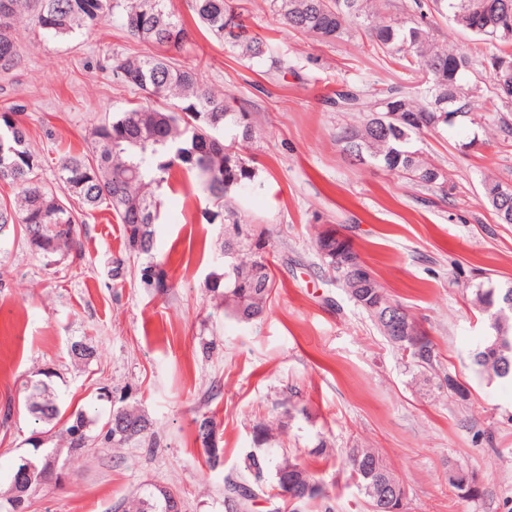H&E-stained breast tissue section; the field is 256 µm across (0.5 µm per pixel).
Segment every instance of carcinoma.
Instances as JSON below:
<instances>
[{"label": "carcinoma", "mask_w": 512, "mask_h": 512, "mask_svg": "<svg viewBox=\"0 0 512 512\" xmlns=\"http://www.w3.org/2000/svg\"><path fill=\"white\" fill-rule=\"evenodd\" d=\"M0 0V74L6 75L21 63L20 50L13 34L14 21L28 15L45 36L67 39L88 32L115 16L132 38L148 43L158 53L144 57H115L112 75L116 81L145 95L148 104H137L90 131L94 159L69 154L59 164L60 191L49 188L38 177L42 159L29 148L28 130L18 118L19 109L0 114V182L16 188L12 199L0 202V241L16 227L24 231L30 250L53 262L58 255L82 257L81 228L63 196L78 199L95 208L105 203L122 224L128 247L145 257L141 282L150 288H164V271L154 262L155 225L161 217V191L168 184L176 164L209 192L213 208L209 223L224 225V265L210 273L208 287L222 297L224 314L238 321L261 316L273 290V277L265 248H252L239 240V228L249 220L235 205V198L255 186L256 172L237 153L244 143L243 133L249 113L235 111L224 97L205 89L199 71L193 66L174 63L165 52L185 48L188 32L185 23L168 8L167 0ZM472 0H269L273 19L282 27L333 43L347 36H360L372 47L395 56L400 66L421 76L424 98L413 87L353 88L336 94V104L345 112H357L356 124L341 127L336 141L343 151L361 156L365 163L400 174L415 185L439 183L440 172L414 150L412 142L422 134L440 127L436 118L442 110L462 113L471 124L479 120L496 125L512 134V125L500 113L482 114L478 86L470 83L477 73L505 109L512 110V89H502V72L491 58L502 55L512 60V26L489 28L474 36L485 44L477 55L449 49L438 44L430 16L450 19L466 11ZM199 22L238 58L270 64L277 70L288 68L275 49L254 32L238 37L227 31L232 18L242 14L229 0H192ZM400 104L408 120L399 132L373 126V114L384 116ZM315 247L324 264L336 273V279L359 308L377 301L388 302L402 311L409 332L393 345L412 367L411 382H426L425 373L436 370L439 362L432 341L415 319L376 280L362 278L356 265L337 266L329 253L342 252L359 259L347 241H325L317 234ZM244 269L255 271L247 281L239 275ZM512 288L493 282L473 290L471 303L485 314L494 334L512 339V306L505 304ZM74 360L86 362L95 353L86 342L71 344ZM474 370L488 379L512 380V353L509 359L498 355L491 343L482 342L470 356ZM25 405L34 420L52 425L63 422L65 449L43 448L37 437L31 439L37 454L27 456L30 464L42 468L49 456L68 461L83 454L92 445L112 447L142 441L150 431L149 419L133 406L110 410L101 431L91 428L98 416L85 410L61 413L59 396L43 381L26 387ZM198 438L207 462L217 467L221 453L214 445L212 420L198 423ZM346 466L358 481L372 512H379L381 493L393 486L405 494L402 483L391 473L373 448H351ZM244 471L254 478L256 488L245 481L227 479L225 491L237 512L248 506L255 490L262 489L268 474H273L282 495L298 506L326 493L315 475L302 463L287 456H276L268 448L249 451ZM172 494L156 486H146L132 500L129 512H170Z\"/></svg>", "instance_id": "obj_1"}]
</instances>
